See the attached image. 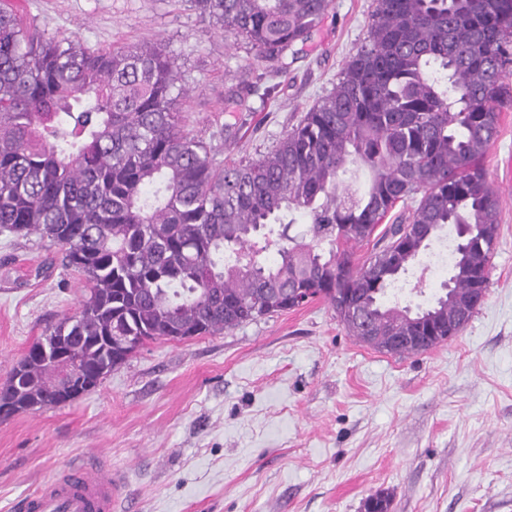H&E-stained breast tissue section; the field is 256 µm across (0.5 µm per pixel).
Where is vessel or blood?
Instances as JSON below:
<instances>
[{"mask_svg": "<svg viewBox=\"0 0 512 512\" xmlns=\"http://www.w3.org/2000/svg\"><path fill=\"white\" fill-rule=\"evenodd\" d=\"M125 497L120 474L90 454L81 463L60 468L16 508L18 512H120Z\"/></svg>", "mask_w": 512, "mask_h": 512, "instance_id": "b4317fda", "label": "vessel or blood"}]
</instances>
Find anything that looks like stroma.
Instances as JSON below:
<instances>
[{"mask_svg": "<svg viewBox=\"0 0 512 512\" xmlns=\"http://www.w3.org/2000/svg\"><path fill=\"white\" fill-rule=\"evenodd\" d=\"M49 37L92 49L150 40L173 55L187 126L223 158H258L328 93L373 0H332L288 51L268 99L244 45L185 0H16ZM245 96L247 111L225 100ZM498 243L484 302L452 342L398 358L315 302L216 336L148 343L70 404L0 422V512L88 453L122 472V512H512V111L484 160ZM78 272L38 237L0 233V384L79 310Z\"/></svg>", "mask_w": 512, "mask_h": 512, "instance_id": "1", "label": "stroma"}]
</instances>
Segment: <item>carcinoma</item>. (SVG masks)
<instances>
[{
    "label": "carcinoma",
    "instance_id": "1",
    "mask_svg": "<svg viewBox=\"0 0 512 512\" xmlns=\"http://www.w3.org/2000/svg\"><path fill=\"white\" fill-rule=\"evenodd\" d=\"M262 66L310 38L331 0H189ZM179 67L155 44L92 50L49 38L0 0V230L58 245L90 294L46 329L0 386V420L74 401L150 341L214 336L332 307L394 357L455 339L488 288L501 198L482 161L512 108V0H374L333 89L268 153L216 158L185 129ZM369 179L358 186V171ZM409 215L381 231L397 204ZM301 238L289 235L294 215ZM448 281L414 308L385 301L443 226ZM276 257L260 260L268 247ZM131 336L136 346L113 345ZM403 336L394 348L383 337ZM418 336H429L419 343ZM77 361L64 374L39 351ZM383 493L364 512H389Z\"/></svg>",
    "mask_w": 512,
    "mask_h": 512
}]
</instances>
